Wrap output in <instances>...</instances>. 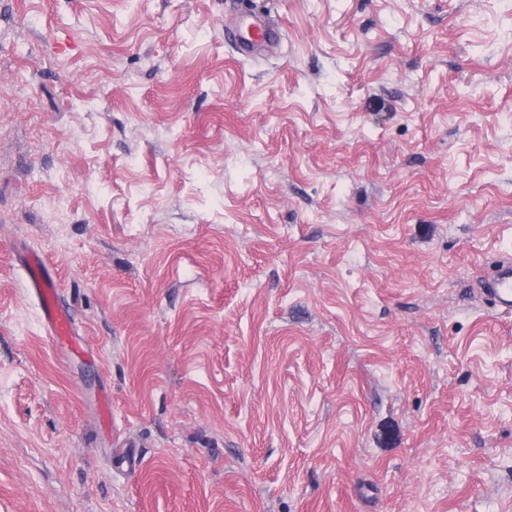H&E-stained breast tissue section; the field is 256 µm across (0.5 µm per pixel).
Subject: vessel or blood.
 <instances>
[{"instance_id": "1", "label": "vessel or blood", "mask_w": 512, "mask_h": 512, "mask_svg": "<svg viewBox=\"0 0 512 512\" xmlns=\"http://www.w3.org/2000/svg\"><path fill=\"white\" fill-rule=\"evenodd\" d=\"M239 51L251 54L272 44L279 36L278 27L255 18L243 21L232 33ZM26 286L38 301L41 318L54 341L69 340L74 332L72 313L62 299L56 279L49 273L41 256H32L26 269ZM484 291L500 314L512 316V260H502L487 278Z\"/></svg>"}]
</instances>
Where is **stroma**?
<instances>
[{
    "label": "stroma",
    "instance_id": "obj_1",
    "mask_svg": "<svg viewBox=\"0 0 512 512\" xmlns=\"http://www.w3.org/2000/svg\"><path fill=\"white\" fill-rule=\"evenodd\" d=\"M256 5L0 0V512H512V0ZM233 40L242 54H253L265 45L272 44L279 36L278 27L260 18L243 21L232 32ZM26 287L38 301L47 333L56 342L68 341L75 332L72 313L62 299L56 279L49 273L45 260L33 255L26 269ZM485 294L497 306L499 313L512 316V260H502L486 279Z\"/></svg>",
    "mask_w": 512,
    "mask_h": 512
}]
</instances>
